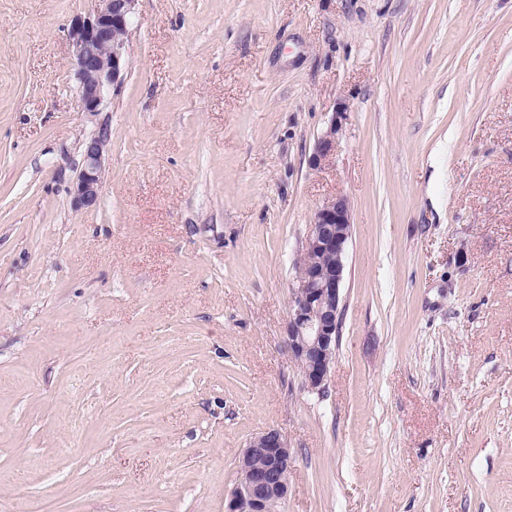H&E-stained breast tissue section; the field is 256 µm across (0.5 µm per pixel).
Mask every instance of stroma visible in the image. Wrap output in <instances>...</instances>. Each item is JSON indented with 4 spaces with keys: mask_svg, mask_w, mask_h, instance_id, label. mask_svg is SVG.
I'll use <instances>...</instances> for the list:
<instances>
[{
    "mask_svg": "<svg viewBox=\"0 0 512 512\" xmlns=\"http://www.w3.org/2000/svg\"><path fill=\"white\" fill-rule=\"evenodd\" d=\"M96 6L0 0V512H224L269 428L283 512H512V0H138L89 115L69 28ZM338 194L318 396L284 337ZM339 131V126L336 120L332 121L330 127L323 134L318 141L317 147L311 156L309 163L312 167L318 168L322 162L330 155L336 146V135ZM108 142L106 128H100L82 141L81 166L70 190L76 211L95 208L100 202Z\"/></svg>",
    "mask_w": 512,
    "mask_h": 512,
    "instance_id": "35a3bbf8",
    "label": "stroma"
}]
</instances>
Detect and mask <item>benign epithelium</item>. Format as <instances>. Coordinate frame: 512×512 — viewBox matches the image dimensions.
Masks as SVG:
<instances>
[{"mask_svg":"<svg viewBox=\"0 0 512 512\" xmlns=\"http://www.w3.org/2000/svg\"><path fill=\"white\" fill-rule=\"evenodd\" d=\"M92 14L73 20L72 70L81 110H102L111 87L128 67V37L137 0H97ZM337 123L318 141L309 163L318 168L336 146ZM109 134L101 128L82 141L80 170L70 190L75 210L98 206L105 174ZM351 205L344 195L315 211L288 310L284 342L298 365L303 386L325 391L333 368L343 310L345 256L351 237ZM294 449L276 429L250 439L239 461V480L224 500V512H281L290 492Z\"/></svg>","mask_w":512,"mask_h":512,"instance_id":"obj_1","label":"benign epithelium"}]
</instances>
